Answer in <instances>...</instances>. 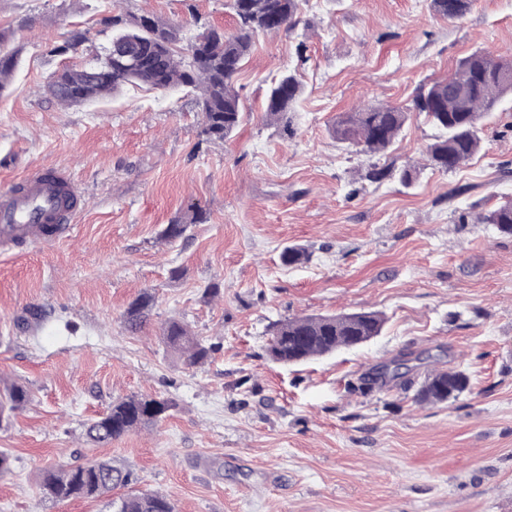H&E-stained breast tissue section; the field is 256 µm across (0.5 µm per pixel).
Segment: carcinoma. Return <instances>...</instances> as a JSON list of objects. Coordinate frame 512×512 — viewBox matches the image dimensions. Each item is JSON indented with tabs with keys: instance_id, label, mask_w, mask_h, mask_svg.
<instances>
[{
	"instance_id": "1",
	"label": "carcinoma",
	"mask_w": 512,
	"mask_h": 512,
	"mask_svg": "<svg viewBox=\"0 0 512 512\" xmlns=\"http://www.w3.org/2000/svg\"><path fill=\"white\" fill-rule=\"evenodd\" d=\"M301 0H232L231 9L238 31L226 35L216 28L198 33L196 48L180 46L178 26L153 14H127L104 18L115 28L110 44L127 46L133 55L129 69L101 65L69 68L57 73L48 84L49 95L62 106L101 99L127 86L166 90L190 87L197 92L202 114L203 134L210 140L231 137L243 119L236 77L259 32L277 33L295 25ZM470 8V0H430L431 11L442 18L457 20ZM18 65V50L9 47V35L0 31V96L10 89ZM301 82L293 73L281 76L266 94L265 120L274 124L299 98ZM512 95V58L493 59L481 52L463 58L448 77L430 83L415 98L413 110L422 113L437 128L439 136L427 149L431 165L442 171L453 170L481 150L478 125L496 110L501 99ZM410 116L400 106L372 103L358 112H347L333 127L336 139L348 142L370 154L385 152L398 138ZM478 224H493L499 232L512 235V201L476 215ZM309 254L288 246L281 261L288 266L308 262ZM153 295L142 292L123 315L125 327L134 333L143 328ZM384 318L377 312L339 315L298 316L277 323L267 349L271 360L296 364L360 345L380 335ZM163 342L176 351L189 366L204 363L214 350L194 336L176 319L161 327ZM469 389V379L458 370H434L417 394L426 403L456 400ZM30 401L29 389L18 383L4 387L0 400V423L24 408ZM173 407L168 399L132 395L112 404L85 427L86 442L108 444L122 436L164 418ZM131 473L112 462L91 459L78 465H61L47 471L43 493L56 500L97 498L127 486ZM112 512H175L172 502L159 492L123 496L109 502Z\"/></svg>"
}]
</instances>
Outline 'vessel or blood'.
I'll return each mask as SVG.
<instances>
[{
    "instance_id": "1",
    "label": "vessel or blood",
    "mask_w": 512,
    "mask_h": 512,
    "mask_svg": "<svg viewBox=\"0 0 512 512\" xmlns=\"http://www.w3.org/2000/svg\"><path fill=\"white\" fill-rule=\"evenodd\" d=\"M84 206V191L66 171L31 169L0 190V246L59 239L70 231Z\"/></svg>"
}]
</instances>
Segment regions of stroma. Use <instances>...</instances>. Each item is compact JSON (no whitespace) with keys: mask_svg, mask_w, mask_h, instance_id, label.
I'll use <instances>...</instances> for the list:
<instances>
[{"mask_svg":"<svg viewBox=\"0 0 512 512\" xmlns=\"http://www.w3.org/2000/svg\"><path fill=\"white\" fill-rule=\"evenodd\" d=\"M143 12L189 34L237 31L229 0H0V30L22 48L0 98V188L54 166L86 194L70 237L0 249V380L32 395L0 426V512H109L40 487L44 470L93 457L176 512H512V235L473 221L512 198V96L448 172L428 164L438 131L422 115L383 154L331 133L367 101L411 109L472 52L512 57V0H472L454 21L429 0H303L296 27L255 37L235 81L245 116L222 141L203 135L186 89L73 107L47 93L107 43L102 18ZM74 30L86 42L55 53ZM291 71L302 93L266 125V92ZM374 168L385 177L369 180ZM180 218L188 230L166 242ZM291 245L309 262L283 265ZM145 290L155 303L129 332L123 313ZM356 311L382 314L381 335L297 367L269 359L274 323ZM172 318L214 345L203 365L162 342ZM403 352L420 356L407 382L361 389ZM436 366L464 371L469 392L417 402ZM134 394L174 407L86 445L85 422Z\"/></svg>","mask_w":512,"mask_h":512,"instance_id":"obj_1","label":"stroma"}]
</instances>
